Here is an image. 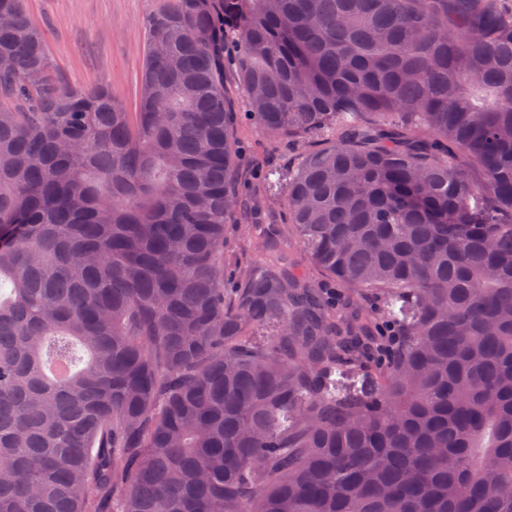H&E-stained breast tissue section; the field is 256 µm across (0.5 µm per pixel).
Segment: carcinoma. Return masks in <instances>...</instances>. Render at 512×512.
<instances>
[{
  "instance_id": "1",
  "label": "carcinoma",
  "mask_w": 512,
  "mask_h": 512,
  "mask_svg": "<svg viewBox=\"0 0 512 512\" xmlns=\"http://www.w3.org/2000/svg\"><path fill=\"white\" fill-rule=\"evenodd\" d=\"M145 34L131 112L0 0V512H512V0ZM235 91L302 147L245 265Z\"/></svg>"
}]
</instances>
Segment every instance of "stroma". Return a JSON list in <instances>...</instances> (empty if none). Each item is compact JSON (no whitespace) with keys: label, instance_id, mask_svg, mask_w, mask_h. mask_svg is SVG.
I'll use <instances>...</instances> for the list:
<instances>
[{"label":"stroma","instance_id":"35a3bbf8","mask_svg":"<svg viewBox=\"0 0 512 512\" xmlns=\"http://www.w3.org/2000/svg\"><path fill=\"white\" fill-rule=\"evenodd\" d=\"M161 0H25L31 21L47 32L54 78L84 88L107 83L127 108H134L143 60L144 19ZM239 189L243 198L262 195V173L287 167L297 149L266 140L240 113Z\"/></svg>","mask_w":512,"mask_h":512}]
</instances>
